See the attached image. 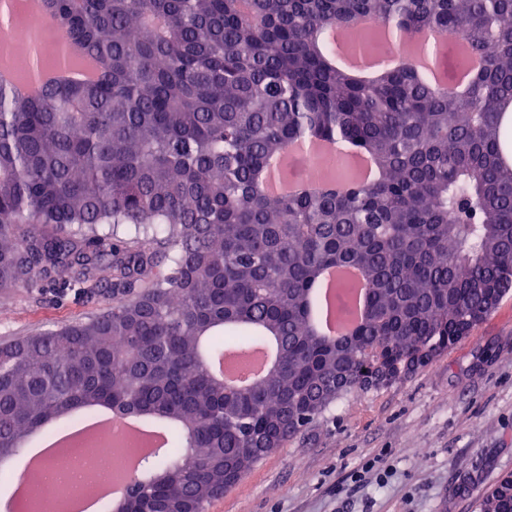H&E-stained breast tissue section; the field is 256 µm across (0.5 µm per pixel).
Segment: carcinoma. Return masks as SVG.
Listing matches in <instances>:
<instances>
[{"label": "carcinoma", "instance_id": "1", "mask_svg": "<svg viewBox=\"0 0 512 512\" xmlns=\"http://www.w3.org/2000/svg\"><path fill=\"white\" fill-rule=\"evenodd\" d=\"M99 76L23 94L0 80V288L112 297L103 312L1 345L0 459L48 421L109 404L167 426L137 512H208L379 359L421 366L512 292V0H46ZM420 34L486 60L466 90L409 63L340 67ZM31 38L5 46L27 62ZM347 142L378 176L345 195L268 192L301 141ZM358 268L361 323L311 324L322 269ZM273 337L246 390L208 373Z\"/></svg>", "mask_w": 512, "mask_h": 512}]
</instances>
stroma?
Segmentation results:
<instances>
[{"label": "stroma", "mask_w": 512, "mask_h": 512, "mask_svg": "<svg viewBox=\"0 0 512 512\" xmlns=\"http://www.w3.org/2000/svg\"><path fill=\"white\" fill-rule=\"evenodd\" d=\"M0 288V344L98 313ZM386 472L351 479L369 460ZM512 473V296L427 366L339 400L245 476L209 512H477Z\"/></svg>", "instance_id": "stroma-1"}]
</instances>
